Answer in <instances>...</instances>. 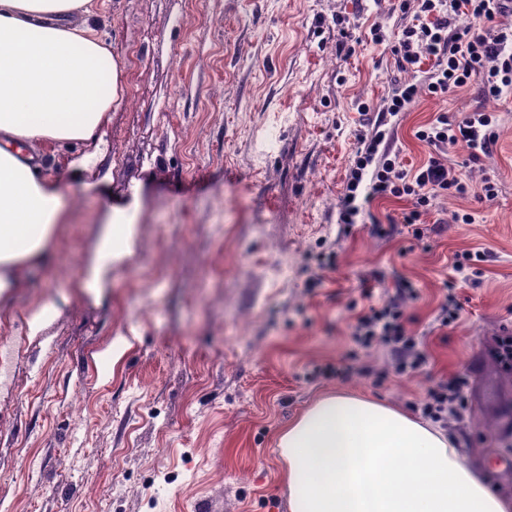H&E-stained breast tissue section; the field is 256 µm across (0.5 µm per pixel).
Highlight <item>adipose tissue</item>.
Masks as SVG:
<instances>
[{
    "label": "adipose tissue",
    "instance_id": "1",
    "mask_svg": "<svg viewBox=\"0 0 512 512\" xmlns=\"http://www.w3.org/2000/svg\"><path fill=\"white\" fill-rule=\"evenodd\" d=\"M93 0H0V308L46 265L66 215L44 151L98 132L123 94ZM291 512H512L441 430L353 396L277 438Z\"/></svg>",
    "mask_w": 512,
    "mask_h": 512
}]
</instances>
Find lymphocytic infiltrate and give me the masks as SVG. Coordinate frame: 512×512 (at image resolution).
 Wrapping results in <instances>:
<instances>
[{"label": "lymphocytic infiltrate", "instance_id": "1", "mask_svg": "<svg viewBox=\"0 0 512 512\" xmlns=\"http://www.w3.org/2000/svg\"><path fill=\"white\" fill-rule=\"evenodd\" d=\"M391 6L411 14L410 24L389 36L383 23H374L371 41L386 46L398 69L409 78L393 82L383 104L385 115L406 111L421 92L441 99L471 87L485 101L512 98V0H392ZM463 15L471 20L465 28L457 25ZM418 73L423 76L419 82L414 79ZM384 117L358 137L360 146L349 170L341 223H356L362 202L395 198L406 201L402 222L419 240L424 236V218L438 198L470 195L494 199L495 183L487 178L474 183L469 167L490 155L497 145L495 113L479 107L458 121L442 113L415 131L417 140L439 153L449 148L464 150L469 166L458 170L449 169L439 154L419 168H406L389 147L391 132L384 127ZM363 295L369 303L355 318L348 359L352 362L361 353L382 348L397 375H414L429 362L420 338L411 335L405 324L403 302L416 297V288L403 279L395 297L374 303L371 289H364ZM464 386L460 378L443 379L426 390L415 408L423 418L447 425L449 417L463 415Z\"/></svg>", "mask_w": 512, "mask_h": 512}]
</instances>
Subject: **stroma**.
Masks as SVG:
<instances>
[{
    "instance_id": "obj_1",
    "label": "stroma",
    "mask_w": 512,
    "mask_h": 512,
    "mask_svg": "<svg viewBox=\"0 0 512 512\" xmlns=\"http://www.w3.org/2000/svg\"><path fill=\"white\" fill-rule=\"evenodd\" d=\"M359 25L340 45L336 19ZM406 25L372 0H104L100 35L122 65L124 93L98 133L46 161L75 199L55 242V269L35 268L0 323V512H290L280 430L328 395L404 412L443 378L466 382L468 410L447 433L495 492L512 497V374L488 354L512 328V101L496 149L473 166L498 195L444 198L423 241L405 202L373 200L340 223L347 171L381 105L394 59L369 28ZM479 105L465 89L421 95L390 118L405 164L431 147L415 131ZM476 221L458 224L456 212ZM136 230L101 262L113 214ZM390 225L378 235L375 224ZM334 268L310 284L311 256ZM484 256L457 282L459 322L434 317L454 254ZM99 273L102 288H82ZM411 280L407 329L431 355L417 376L382 384L324 375L350 346L371 283L386 298ZM58 303L36 334L24 319ZM118 363L104 354L118 337Z\"/></svg>"
}]
</instances>
